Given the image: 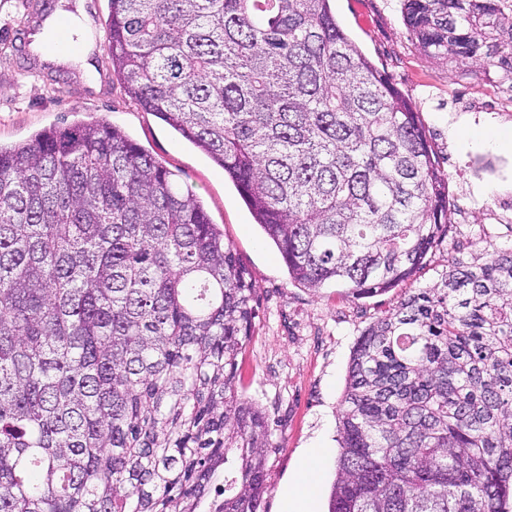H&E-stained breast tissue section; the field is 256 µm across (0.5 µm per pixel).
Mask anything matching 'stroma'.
<instances>
[{
	"label": "stroma",
	"mask_w": 512,
	"mask_h": 512,
	"mask_svg": "<svg viewBox=\"0 0 512 512\" xmlns=\"http://www.w3.org/2000/svg\"><path fill=\"white\" fill-rule=\"evenodd\" d=\"M44 1L0 0V143L103 120L197 195L255 279V329L240 368L241 391L276 421L280 443L268 461L262 512H283V492L311 448L328 451L316 491V512H327L337 409L360 332L409 290L439 282L450 259L485 260L512 247V232L494 219L499 200L512 202V108L497 102L492 81L498 69L451 67L425 56L402 21L401 0H333L341 27L413 104L448 176L447 247L430 253L411 280L357 301L340 288L315 293L293 282L223 169L125 93L105 50L107 0H52L54 14L85 15L94 46L88 60L64 62L25 51L21 36L42 29ZM490 133L499 143L485 142Z\"/></svg>",
	"instance_id": "35a3bbf8"
}]
</instances>
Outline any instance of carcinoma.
<instances>
[{
    "mask_svg": "<svg viewBox=\"0 0 512 512\" xmlns=\"http://www.w3.org/2000/svg\"><path fill=\"white\" fill-rule=\"evenodd\" d=\"M332 0H109L129 96L238 188L290 278L355 299L448 236L417 112ZM504 0H403L440 63L512 75ZM255 282L175 174L100 121L0 146V512H260L240 394ZM328 512H512V249L453 262L356 341Z\"/></svg>",
    "mask_w": 512,
    "mask_h": 512,
    "instance_id": "1",
    "label": "carcinoma"
}]
</instances>
